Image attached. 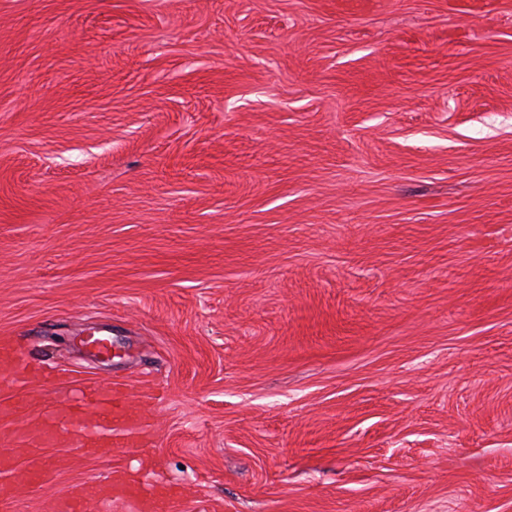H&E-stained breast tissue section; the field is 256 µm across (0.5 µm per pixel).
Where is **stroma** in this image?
Listing matches in <instances>:
<instances>
[{
  "label": "stroma",
  "mask_w": 512,
  "mask_h": 512,
  "mask_svg": "<svg viewBox=\"0 0 512 512\" xmlns=\"http://www.w3.org/2000/svg\"><path fill=\"white\" fill-rule=\"evenodd\" d=\"M125 384L171 512H512V0H0V338Z\"/></svg>",
  "instance_id": "obj_1"
}]
</instances>
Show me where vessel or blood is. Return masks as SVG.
<instances>
[{
	"mask_svg": "<svg viewBox=\"0 0 512 512\" xmlns=\"http://www.w3.org/2000/svg\"><path fill=\"white\" fill-rule=\"evenodd\" d=\"M0 366L6 369L0 384L12 390L11 395L0 398V422L5 425L0 431V445L5 448L0 454L1 503L20 497L31 482L43 481L61 465L57 459L37 458L22 477L7 448L62 446L83 459L105 457L116 448L139 447L145 419L132 411L121 387L76 389L72 397L56 401L55 413L35 416L29 411L30 399L42 392L46 374L19 355L7 339L0 341ZM120 498L139 500L141 512H166L175 494L167 489L145 498L137 485L117 479L91 488L73 486L63 501L67 512H90L92 507Z\"/></svg>",
	"mask_w": 512,
	"mask_h": 512,
	"instance_id": "vessel-or-blood-1",
	"label": "vessel or blood"
}]
</instances>
